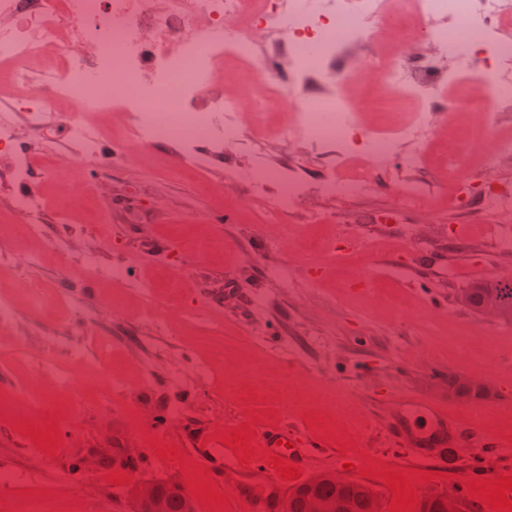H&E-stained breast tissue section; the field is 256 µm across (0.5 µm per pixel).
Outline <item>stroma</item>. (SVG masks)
<instances>
[{
    "label": "stroma",
    "instance_id": "stroma-1",
    "mask_svg": "<svg viewBox=\"0 0 512 512\" xmlns=\"http://www.w3.org/2000/svg\"><path fill=\"white\" fill-rule=\"evenodd\" d=\"M175 149L166 143L150 148L139 170L113 168L111 172L77 167L75 178L91 191L65 218L54 208V189L44 184V229L47 237L70 235L84 227L81 244L105 265L126 267L137 280L159 285L161 310L192 303L207 306L220 330V354H207L206 344L183 335L174 361L148 352L145 344L155 325L142 318L138 305H128L120 319L101 309L99 324L112 332V364L144 374L122 405L103 403V386L84 389L65 416L61 446L42 463L36 480H25L28 440L0 422V474L12 475L0 483V493L34 495L50 491L77 497L85 512H124L113 504L112 484L103 471L68 475V460L80 448L98 442L101 427L110 436L145 445L151 477L183 483L184 468L159 459L156 442L187 445L197 464L210 467V476L228 497L227 512H251L233 486L225 484V465L235 462L233 450L222 457L207 456L203 440L215 434L222 418L247 422L248 412L268 424L292 421L304 424L306 414L326 418V432L334 433L332 448L353 444L348 458L350 479H358L363 457L393 469L437 470L438 479L424 483L418 497L438 493L458 480L499 478L512 470V321H486L458 304L455 296L470 283L512 274V251L490 247L491 225L479 223L478 213H449L436 199L429 211L435 221L418 242L406 241L401 224H367L365 215L396 206L395 197L374 195L327 202L350 225L359 227L367 248L358 256L344 250L337 227H310L319 242L306 250L297 245L277 247L264 237L254 218L231 194L206 193L196 178L172 181L156 174L163 163H178ZM231 251H224V244ZM359 261L367 289L345 288L342 273ZM288 266L295 285L282 287L268 274L270 266ZM183 269L181 292L164 291L170 268ZM31 277L64 293L93 299L101 290L95 280L59 255L44 252L30 269ZM263 294L266 308L254 317L251 299ZM262 328L263 350L249 347L247 338ZM294 346L295 361L278 355L281 344ZM210 355L212 375L199 385L171 386V363L193 370ZM468 365L474 374L491 371L498 394L492 407L501 409L493 429L482 431V447L461 445L450 454L413 460L392 446L380 424L389 399L414 394L447 406L467 421L475 407L448 398V371ZM234 375L235 389L224 392L225 375ZM307 391L306 399L284 405V390ZM182 400L184 418L164 420L172 401Z\"/></svg>",
    "mask_w": 512,
    "mask_h": 512
}]
</instances>
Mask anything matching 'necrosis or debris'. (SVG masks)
Masks as SVG:
<instances>
[{
  "instance_id": "1",
  "label": "necrosis or debris",
  "mask_w": 512,
  "mask_h": 512,
  "mask_svg": "<svg viewBox=\"0 0 512 512\" xmlns=\"http://www.w3.org/2000/svg\"><path fill=\"white\" fill-rule=\"evenodd\" d=\"M512 0H0V72L22 96L0 106V170L26 191L0 239L19 246L9 256L33 315L34 353L18 337L27 367L18 387L0 394V419L12 428L59 422V408L80 391L70 366L110 369V398L128 378L113 372L112 336L94 332L97 305L48 288L28 274L40 253L23 245L44 236L40 180L64 184L56 204L68 216L84 188L70 182L76 165L100 170L137 166L144 148L170 141L184 163L170 178H204L210 165L199 144L224 158V185L242 207L276 191L258 219L270 243H305L299 210L312 224L331 223L322 199L341 195H396L403 212L427 208L445 170L448 208L478 202L492 223L498 248H512V189L482 181L481 156L512 157ZM269 84L263 97L250 86L257 68ZM467 113L475 132L449 140L430 160L423 145L445 124ZM126 146L123 156L103 153L102 140ZM277 142L285 159L272 163L265 143ZM326 157L316 175L308 162ZM54 251L102 285L121 281L107 298L121 314L136 297L157 333L176 337L183 323L207 332V308L182 309L158 319L156 292L105 267L63 238ZM62 307L85 325L73 342L70 328L45 335L46 315Z\"/></svg>"
}]
</instances>
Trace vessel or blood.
I'll list each match as a JSON object with an SVG mask.
<instances>
[{
  "label": "vessel or blood",
  "instance_id": "vessel-or-blood-1",
  "mask_svg": "<svg viewBox=\"0 0 512 512\" xmlns=\"http://www.w3.org/2000/svg\"><path fill=\"white\" fill-rule=\"evenodd\" d=\"M447 414L445 407L408 396L387 409L383 430L393 445L405 448L408 455L419 458L424 447L430 446L447 427ZM255 444L301 466L315 463L332 471L343 466L337 455L319 452L318 440L293 423L262 429L255 438Z\"/></svg>",
  "mask_w": 512,
  "mask_h": 512
}]
</instances>
